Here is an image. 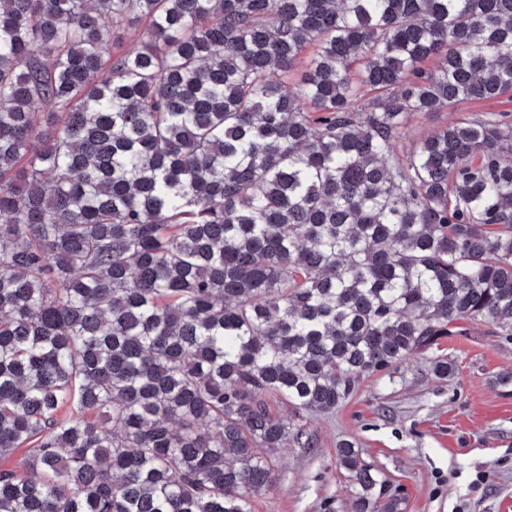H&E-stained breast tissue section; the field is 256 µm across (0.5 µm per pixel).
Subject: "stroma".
<instances>
[{
  "label": "stroma",
  "instance_id": "obj_1",
  "mask_svg": "<svg viewBox=\"0 0 512 512\" xmlns=\"http://www.w3.org/2000/svg\"><path fill=\"white\" fill-rule=\"evenodd\" d=\"M455 363L453 377L431 370ZM512 336L470 324L397 369L365 380L341 406L308 418L312 451L288 444L279 480L254 512H352L351 487L337 460L341 440L387 479L402 512H512Z\"/></svg>",
  "mask_w": 512,
  "mask_h": 512
}]
</instances>
